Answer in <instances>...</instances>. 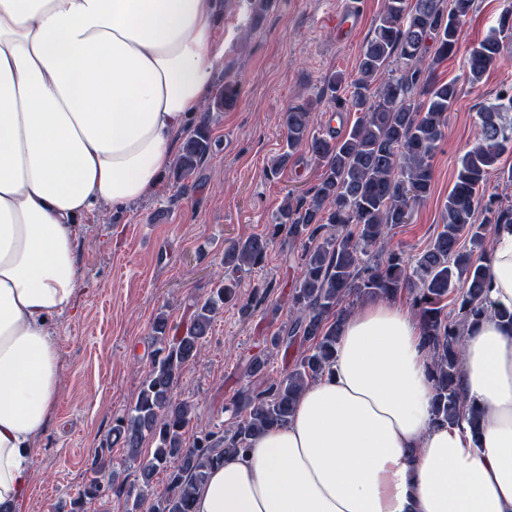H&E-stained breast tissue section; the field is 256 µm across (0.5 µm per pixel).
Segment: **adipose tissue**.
<instances>
[{
  "mask_svg": "<svg viewBox=\"0 0 512 512\" xmlns=\"http://www.w3.org/2000/svg\"><path fill=\"white\" fill-rule=\"evenodd\" d=\"M221 0H0V505L31 485L56 405L48 329L76 293L77 226L154 191L224 56ZM489 315L460 383L479 433L435 424L417 319L372 301L287 424L228 456L195 512H512V226L497 227Z\"/></svg>",
  "mask_w": 512,
  "mask_h": 512,
  "instance_id": "adipose-tissue-1",
  "label": "adipose tissue"
}]
</instances>
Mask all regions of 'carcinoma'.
<instances>
[{"mask_svg":"<svg viewBox=\"0 0 512 512\" xmlns=\"http://www.w3.org/2000/svg\"><path fill=\"white\" fill-rule=\"evenodd\" d=\"M449 3L446 9L444 0H385L349 94H339L343 76L333 75L327 82L337 109L361 113L347 134L340 138L313 134L311 112L304 106L290 107L283 115L288 151L278 157L275 168L288 163L300 147L322 162L313 189L284 203L273 219L272 234L285 231L315 242L301 255L303 275L292 294L295 317L269 339L271 348L285 357L295 345L303 347L291 370L268 379L258 392L241 391L233 402L236 420L223 434L202 432L192 444L186 443L193 404L174 395L179 371L200 354L217 311L237 305L239 273L261 265L270 243L265 236L234 241L224 250V279L195 307L183 335L169 336L167 318H156L151 370L136 401L112 426L114 440L126 451L121 466L139 473L138 490L125 489L112 463L98 460L94 476L70 512H81L84 500L107 490L133 499L131 512H194L197 486L209 469L223 463L228 454H244L256 436L292 417L304 388L330 368L350 306L361 297L388 299L405 290L412 294L430 354L432 420L478 428L480 409L467 404L460 387V341L465 327L487 314V266L473 261L471 250L461 241L467 239L478 247L485 239L484 225L475 223L474 216L480 192L498 171L501 154L512 148V85L481 108L478 143L460 158L445 203L444 224L415 265L394 250L374 264L365 259L372 248L384 250L388 226L406 223L431 190L432 161L445 138L456 84L439 81L433 76L434 67L424 69L422 62L431 46L435 62L457 50L461 25L475 0ZM505 39L512 40V3L498 28L466 57L471 83L480 82L495 66ZM394 55L401 61L397 74L372 88L373 77ZM238 95L237 82L227 79L213 107L228 110ZM211 146L210 130L202 123L184 141L173 166L174 178L190 177ZM146 439L154 448L144 454ZM159 473L167 474L163 493L153 488Z\"/></svg>","mask_w":512,"mask_h":512,"instance_id":"carcinoma-1","label":"carcinoma"}]
</instances>
